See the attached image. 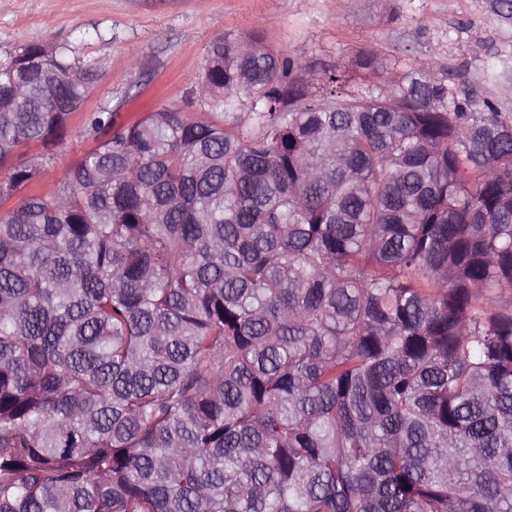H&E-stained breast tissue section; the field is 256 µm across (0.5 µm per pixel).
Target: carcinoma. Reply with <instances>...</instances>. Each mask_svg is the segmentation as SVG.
Masks as SVG:
<instances>
[{"label": "carcinoma", "instance_id": "carcinoma-1", "mask_svg": "<svg viewBox=\"0 0 512 512\" xmlns=\"http://www.w3.org/2000/svg\"><path fill=\"white\" fill-rule=\"evenodd\" d=\"M257 33L36 191L92 68L0 59V512H512V113Z\"/></svg>", "mask_w": 512, "mask_h": 512}]
</instances>
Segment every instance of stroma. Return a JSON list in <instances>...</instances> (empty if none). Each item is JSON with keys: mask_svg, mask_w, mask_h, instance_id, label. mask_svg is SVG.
Instances as JSON below:
<instances>
[{"mask_svg": "<svg viewBox=\"0 0 512 512\" xmlns=\"http://www.w3.org/2000/svg\"><path fill=\"white\" fill-rule=\"evenodd\" d=\"M253 31L306 75L346 69L355 92L377 83L352 69L358 53H376L401 74L431 57L449 90L512 113V9L501 0H0V58L30 42L65 48L95 68L86 111L109 105L123 123L169 104L210 111L193 92L209 46ZM82 121L75 116L52 146L42 193L90 148L78 136Z\"/></svg>", "mask_w": 512, "mask_h": 512, "instance_id": "35a3bbf8", "label": "stroma"}]
</instances>
